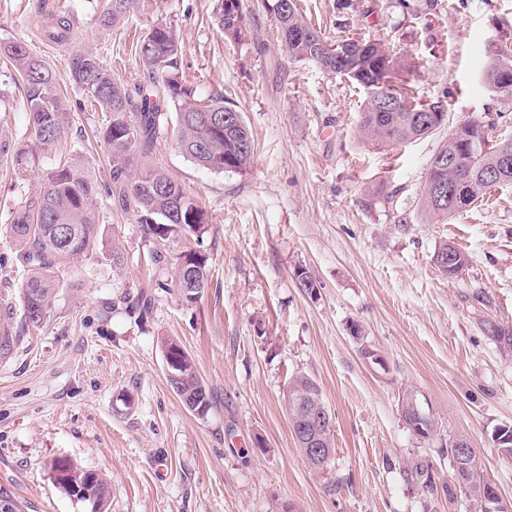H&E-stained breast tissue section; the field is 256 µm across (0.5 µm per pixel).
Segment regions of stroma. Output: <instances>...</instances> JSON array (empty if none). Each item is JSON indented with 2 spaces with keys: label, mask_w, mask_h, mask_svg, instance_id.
<instances>
[{
  "label": "stroma",
  "mask_w": 512,
  "mask_h": 512,
  "mask_svg": "<svg viewBox=\"0 0 512 512\" xmlns=\"http://www.w3.org/2000/svg\"><path fill=\"white\" fill-rule=\"evenodd\" d=\"M104 0H0V42L20 41L46 60L68 103L86 94L70 75L76 50L97 54L127 86L142 78L137 45L157 24L181 44L177 77L198 100L224 98L243 112L255 151L240 172L216 173L187 160L177 130L162 131L149 157L206 213L198 234L169 240L176 263L207 258L208 286L185 305L158 287L143 225L107 195L97 198L100 248L120 246V264L80 257L43 327L22 326L24 271L6 232L9 215L34 191L39 171L19 176L0 156V489L26 512H90L63 494L47 465L62 458L110 478L108 512H481L448 497V441L467 437L501 497L512 500V457L494 440L512 426V354L484 321L512 325V184L488 191L449 224L421 216L431 156L447 127L417 141L374 147L357 123L363 92L314 63L290 59L273 16L243 0L248 40L225 41L214 0H141L123 25L103 29ZM332 40L384 39L414 64L423 101H446L449 125L500 113L512 137V103L482 81L490 50L512 48V0H299ZM71 18L62 43L43 34L48 14ZM105 114L71 112L59 142L41 152L45 169L79 158L108 180L96 136ZM23 79L0 59V139L28 140ZM387 198H373L377 186ZM455 243L469 258L456 278L433 254ZM316 283L299 288L296 269ZM147 318L129 314L137 294ZM177 341L211 397L189 411L167 382L161 348ZM379 354L366 363L363 348ZM319 386L332 416L335 451L323 468L304 459L285 398L294 376ZM417 393L438 424L418 439L401 416ZM431 467L430 495L407 480L413 462Z\"/></svg>",
  "instance_id": "obj_1"
}]
</instances>
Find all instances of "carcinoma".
Listing matches in <instances>:
<instances>
[{"mask_svg": "<svg viewBox=\"0 0 512 512\" xmlns=\"http://www.w3.org/2000/svg\"><path fill=\"white\" fill-rule=\"evenodd\" d=\"M138 0H107L100 14L104 27H118ZM261 6L273 13L281 47L297 61H309L325 71L345 76L365 93L357 132L374 146L406 143L426 137L446 124L448 104L444 101L424 103L410 88L412 67L404 56L394 52L381 40L359 37L332 41L311 25L299 12L296 0H261ZM215 17L225 38L242 43L248 37L246 16L241 0H217ZM179 42L174 29L157 24L139 43L138 56L143 67V83L131 91L104 68L90 50L77 51L71 61L72 82L98 104L106 114L105 126L99 132L109 161V180L101 183L94 171L81 163H58L43 171L35 191L11 211L6 232L17 248L19 260L26 268L22 283L24 322L41 327L50 315L59 283L56 273L70 261L94 252L100 236L99 214L95 201L100 193L118 201L132 211L138 223L145 226L154 248L150 258L158 271L170 277L182 303L198 302L208 286L205 258L188 252L189 266L176 263L168 268L162 250L163 241L182 234L198 233L205 224V214L184 191L181 184L158 166L139 162L152 154L159 131L168 124V105L174 106L179 127L178 147L195 165L215 171H240L254 154L253 133L241 112L224 105L217 96L209 103L194 98L192 90L177 78ZM0 55L10 61L25 80V96L29 125L34 143L43 149L55 145L69 115L65 102L56 91V79L45 61L21 42H0ZM483 74L507 78L504 85H491L498 96L512 99V53L492 52ZM496 121L468 120L460 122L448 133L432 155L458 156L465 160L460 167L440 168L429 163L421 193L422 212L430 219L446 223L470 210L479 195L493 183L512 182V166L504 167L503 153H512V137L493 135ZM0 154H7L15 171L24 176L36 165L35 152L7 139L0 140ZM462 185L466 198L456 203L440 200L437 187L448 191ZM449 255L450 262L438 270L452 278L469 265L468 256L455 245L444 242L433 258ZM488 336L506 353H512V326L492 321ZM162 347L177 348L175 357L184 364L179 380L168 379L174 393L184 405L192 404L207 413L210 395L188 354L176 341L166 339ZM311 394L322 399L317 384L309 377L297 375L288 387V396ZM482 468L478 455H473L470 472L454 478V484L465 492L489 482L478 473ZM69 469L102 495H112L111 481L95 472ZM407 479L421 485L428 493L437 492L431 468L415 463L406 472Z\"/></svg>", "mask_w": 512, "mask_h": 512, "instance_id": "carcinoma-1", "label": "carcinoma"}]
</instances>
